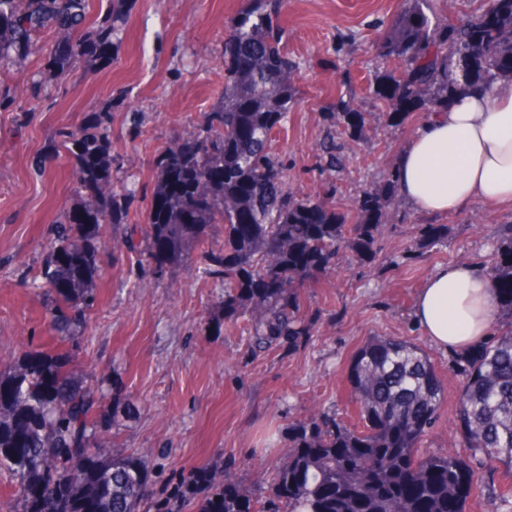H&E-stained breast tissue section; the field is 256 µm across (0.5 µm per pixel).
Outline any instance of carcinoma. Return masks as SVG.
<instances>
[{"label":"carcinoma","mask_w":512,"mask_h":512,"mask_svg":"<svg viewBox=\"0 0 512 512\" xmlns=\"http://www.w3.org/2000/svg\"><path fill=\"white\" fill-rule=\"evenodd\" d=\"M86 0H0V69L38 52L37 37L59 35L49 56L59 71L88 72L113 45L125 21L126 0L77 39L67 34L86 22ZM428 0H407L378 49L400 67L374 75L373 95L386 108V125L411 113L448 108L512 81V0H486L476 12L451 20L430 17ZM277 0H254L230 22L224 42V94L205 127L178 140L158 161V178L144 236L153 272L181 258L198 241L221 266L224 317L250 313L257 350L310 335L298 316L299 282L327 276L343 249L375 257L388 212L397 203V170L362 191L369 203L353 217L321 197L286 185L271 158L272 131L294 103L296 65L280 48ZM330 118L353 140L365 118L351 101H336ZM78 160L81 203L56 227L43 280L56 295L51 329L69 344L66 358L34 348L0 371V474L15 480L7 512H139L149 476L141 458L117 451L99 403L112 394L88 385L70 369L75 331L94 307L90 283L102 224H120L124 207L107 175L99 141L79 127L62 133ZM328 167L341 164L345 144L321 146ZM488 272L497 296L499 334L457 355L462 377L457 417L470 454L419 452L434 424L444 387L428 354L395 337L376 338L352 360L348 382L357 424L324 417L296 428L288 459L273 478L287 512H466L473 497L493 498L512 512V224L493 226ZM446 224H422L415 246L432 247ZM202 512H262L236 485L224 482Z\"/></svg>","instance_id":"carcinoma-1"}]
</instances>
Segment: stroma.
Returning a JSON list of instances; mask_svg holds the SVG:
<instances>
[{
    "mask_svg": "<svg viewBox=\"0 0 512 512\" xmlns=\"http://www.w3.org/2000/svg\"><path fill=\"white\" fill-rule=\"evenodd\" d=\"M248 0H128L120 41L91 72L60 73L46 53L0 73L17 105L0 112V370L18 352L53 346L47 315L52 294L33 287L53 225L84 199L75 159L61 131L87 113L110 114L114 189L129 187L122 224H105L107 248L94 277L95 304L82 323L72 371L104 381L122 403L112 433L122 452L143 455L150 494L141 512H199L228 479L252 499L269 500L287 459L292 426L322 416L355 423L348 369L370 339L400 337L423 348L445 395L421 450L463 449L456 415L460 378L454 352L433 345L412 321L419 288L439 267L468 260L488 265L491 228L512 211L476 203L443 216L448 235L416 249L417 227L430 223L399 200L374 261L339 255L334 274L304 282L303 319L311 334L256 352L247 318H224V286L203 248L189 244L162 274L142 272L145 226L157 161L187 133L204 127L224 92V40ZM405 0H282V45L295 62L296 101L272 134L271 154L287 167L290 187L352 210L361 190L383 182L399 149L425 123L415 112L378 125L383 105L372 75L394 68L377 46ZM350 99L368 120L350 142L340 171L323 169L320 147L337 132L329 112Z\"/></svg>",
    "mask_w": 512,
    "mask_h": 512,
    "instance_id": "obj_1",
    "label": "stroma"
}]
</instances>
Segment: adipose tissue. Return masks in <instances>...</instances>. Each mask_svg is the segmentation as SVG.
Wrapping results in <instances>:
<instances>
[{
    "instance_id": "1",
    "label": "adipose tissue",
    "mask_w": 512,
    "mask_h": 512,
    "mask_svg": "<svg viewBox=\"0 0 512 512\" xmlns=\"http://www.w3.org/2000/svg\"><path fill=\"white\" fill-rule=\"evenodd\" d=\"M401 196L419 212L448 215L482 202L512 206V82L435 113L404 145ZM496 295L484 266L438 268L419 289L414 322L434 344L462 350L491 332Z\"/></svg>"
}]
</instances>
